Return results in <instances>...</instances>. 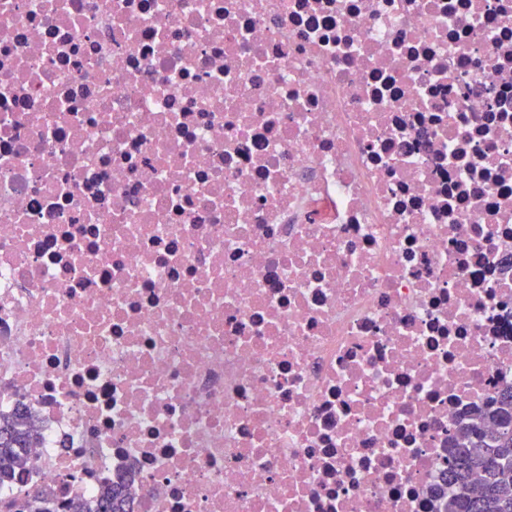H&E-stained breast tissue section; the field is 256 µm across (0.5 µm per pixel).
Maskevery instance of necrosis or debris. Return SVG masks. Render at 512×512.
Segmentation results:
<instances>
[{
    "label": "necrosis or debris",
    "mask_w": 512,
    "mask_h": 512,
    "mask_svg": "<svg viewBox=\"0 0 512 512\" xmlns=\"http://www.w3.org/2000/svg\"><path fill=\"white\" fill-rule=\"evenodd\" d=\"M512 384V0H0V506L444 512ZM40 432L29 409L19 407L0 412V484L24 472L30 463L27 448ZM134 476L121 478L112 482L111 486L104 488L99 496L92 502L79 501L64 505L67 512H134V500L130 486Z\"/></svg>",
    "instance_id": "obj_1"
}]
</instances>
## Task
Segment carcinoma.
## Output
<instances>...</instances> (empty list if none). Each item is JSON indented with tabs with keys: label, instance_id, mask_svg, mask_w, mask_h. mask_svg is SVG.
Segmentation results:
<instances>
[{
	"label": "carcinoma",
	"instance_id": "obj_1",
	"mask_svg": "<svg viewBox=\"0 0 512 512\" xmlns=\"http://www.w3.org/2000/svg\"><path fill=\"white\" fill-rule=\"evenodd\" d=\"M40 438L29 409L0 412V483L24 472L30 463L27 448ZM446 479L454 489L446 512H512V385L496 392L488 407L460 424L452 436ZM480 477L473 490L471 479ZM134 476L104 488L92 502L65 505V512H134L130 486ZM19 512H53L55 498L48 489L24 497Z\"/></svg>",
	"mask_w": 512,
	"mask_h": 512
}]
</instances>
